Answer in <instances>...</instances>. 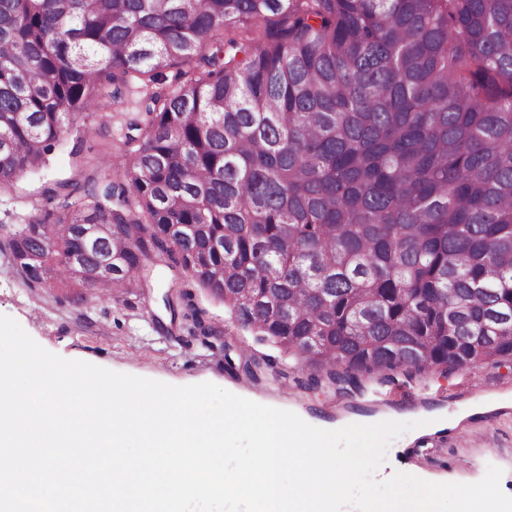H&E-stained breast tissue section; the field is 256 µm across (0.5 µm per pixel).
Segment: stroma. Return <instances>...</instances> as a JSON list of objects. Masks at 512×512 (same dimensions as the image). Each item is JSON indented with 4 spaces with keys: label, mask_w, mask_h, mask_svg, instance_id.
Returning <instances> with one entry per match:
<instances>
[{
    "label": "stroma",
    "mask_w": 512,
    "mask_h": 512,
    "mask_svg": "<svg viewBox=\"0 0 512 512\" xmlns=\"http://www.w3.org/2000/svg\"><path fill=\"white\" fill-rule=\"evenodd\" d=\"M144 88L133 81L121 102L73 127L45 167L20 176L0 191V225L26 223L33 207L56 182L78 179L93 158L109 157L123 147L127 126L136 118ZM148 288H129L113 296L75 303L61 291L30 287L0 253V314L14 318L44 349L116 372L177 386L214 383L228 391L288 411L319 427L348 417L398 419L413 428L393 439L384 463L389 472H405L429 481L474 483L488 466L502 469V491L512 496V407L466 420L462 431H431L421 426L426 412L456 410L486 395H512V362L465 367L452 373L430 370L414 381L392 385L366 381L355 393L306 385L295 360L270 343L257 342L241 329L222 301L195 290V303L220 331L213 345L203 344L183 322H171L163 295L178 288L164 263H157ZM256 354L276 360L275 371L251 376L228 368L227 359Z\"/></svg>",
    "instance_id": "stroma-1"
}]
</instances>
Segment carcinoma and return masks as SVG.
<instances>
[{
  "instance_id": "cac0c4a2",
  "label": "carcinoma",
  "mask_w": 512,
  "mask_h": 512,
  "mask_svg": "<svg viewBox=\"0 0 512 512\" xmlns=\"http://www.w3.org/2000/svg\"><path fill=\"white\" fill-rule=\"evenodd\" d=\"M136 76L120 160L0 228L32 287L163 261L313 388L512 357V0H0V189Z\"/></svg>"
}]
</instances>
